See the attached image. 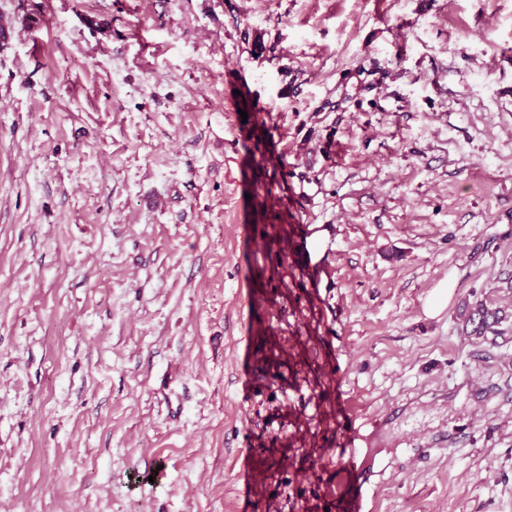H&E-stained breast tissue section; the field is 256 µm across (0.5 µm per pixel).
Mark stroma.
<instances>
[{
	"label": "stroma",
	"instance_id": "35a3bbf8",
	"mask_svg": "<svg viewBox=\"0 0 512 512\" xmlns=\"http://www.w3.org/2000/svg\"><path fill=\"white\" fill-rule=\"evenodd\" d=\"M0 16V512H512V0ZM500 310H493L483 302H477L467 306L463 315L465 331L469 336H482L493 324H498L503 315L499 316ZM468 326L471 330L468 332ZM340 429L344 434L343 447L336 457V499L341 512H374L373 496L363 492L359 481L358 451L347 435L353 428L356 414L350 404L339 411Z\"/></svg>",
	"mask_w": 512,
	"mask_h": 512
}]
</instances>
